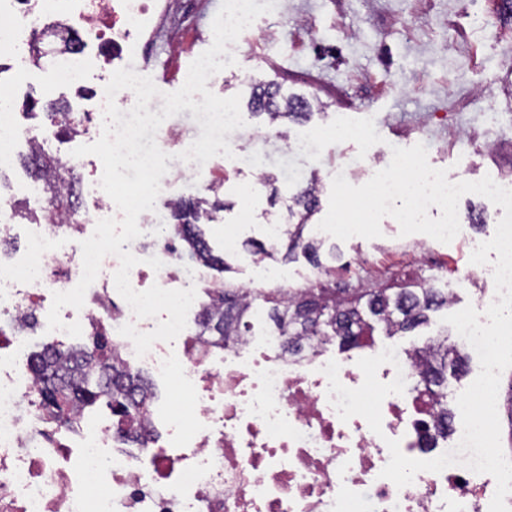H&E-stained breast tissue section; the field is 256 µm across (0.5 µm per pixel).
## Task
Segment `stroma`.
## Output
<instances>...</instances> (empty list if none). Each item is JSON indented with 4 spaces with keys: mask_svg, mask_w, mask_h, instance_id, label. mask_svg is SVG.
Returning a JSON list of instances; mask_svg holds the SVG:
<instances>
[{
    "mask_svg": "<svg viewBox=\"0 0 512 512\" xmlns=\"http://www.w3.org/2000/svg\"><path fill=\"white\" fill-rule=\"evenodd\" d=\"M486 0H286L285 12L260 16L251 26L234 66L221 72L212 85L221 97L250 93L246 76L257 81H277L284 91L319 99L323 114L302 124H285L288 138L316 137L321 146L318 163L304 164L270 138L267 163L277 174L275 188H261L254 199L245 192L252 181L248 171H227L221 197L225 208L204 227L216 253L230 264L229 279L250 282L255 271L246 261V245L264 240V227L285 223L281 200L296 193L310 177L320 180L318 217L329 207L332 178L343 157L359 151L353 129H371L381 143L409 147L408 122L433 112L457 120L454 128L434 130L428 162L443 167L449 176L477 181L487 175L512 172V19L500 21L496 40H487L471 27L469 19ZM308 22L314 38L297 33L295 22ZM211 19H204L195 47L168 62L165 49L153 57L156 72H168L163 87L172 93L183 85L190 64L213 42ZM276 32L275 44L263 40ZM234 228V245L224 242L225 228ZM381 237L359 236L337 241L343 259L351 266L336 270L338 286L357 285L364 269L394 262L391 250L400 227L383 218ZM436 260L450 266L442 272L426 267L397 266L396 281L424 279L434 287L454 290V310L473 303L469 284L460 282L456 270L468 259L466 244L432 241Z\"/></svg>",
    "mask_w": 512,
    "mask_h": 512,
    "instance_id": "obj_1",
    "label": "stroma"
}]
</instances>
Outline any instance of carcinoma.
<instances>
[{
  "label": "carcinoma",
  "mask_w": 512,
  "mask_h": 512,
  "mask_svg": "<svg viewBox=\"0 0 512 512\" xmlns=\"http://www.w3.org/2000/svg\"><path fill=\"white\" fill-rule=\"evenodd\" d=\"M248 107L252 114L265 116L267 123L278 126L285 121L298 122L311 115V105L281 92L280 85L270 81L251 91ZM59 166L56 158L42 156L39 169L54 191L61 212L75 208L74 195L65 191L54 175ZM220 191L198 198H181L171 209L174 223L164 228L167 236H176L186 244V255L220 273L230 269L220 255L213 252L202 225L213 220V214L224 209ZM294 207L288 208L293 223L274 246L260 244L253 254L264 260L276 254L290 262L302 253L308 262L327 276L317 278L302 288L284 294L279 289L269 292H243V288L220 278L208 291L209 300L199 320L201 332L210 336H241L254 333L263 321L283 336H318L344 349L359 343L366 331L382 326L388 336H401L429 322V313L448 307V293L426 283L392 288H336L330 280L333 269L320 258L323 242L304 236L305 228L319 206L317 179L292 196ZM95 337L89 347L71 348L67 355H57L45 347L31 355V370L38 392L37 404L55 420L75 425L73 413L103 405L116 417L117 426L136 419L152 401L151 384L140 370L121 369L114 362L112 348L103 340L100 323L92 324ZM437 345L434 361L426 368L416 385L423 386L437 398L442 415H448V373L459 372L465 364L458 348H448V338L433 340Z\"/></svg>",
  "instance_id": "carcinoma-1"
}]
</instances>
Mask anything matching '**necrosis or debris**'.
<instances>
[{"label":"necrosis or debris","instance_id":"necrosis-or-debris-1","mask_svg":"<svg viewBox=\"0 0 512 512\" xmlns=\"http://www.w3.org/2000/svg\"><path fill=\"white\" fill-rule=\"evenodd\" d=\"M207 8V0H0V129L8 133V154L21 146L54 148L66 168H87L101 178L100 160L72 150L100 137L112 72L126 68L161 84L149 52L160 44L184 51L183 30ZM39 27L55 34L48 66L37 62ZM20 53L28 63L5 69ZM27 87L39 90L46 105L65 96L69 112L82 120L68 141H60L59 120L49 114L22 121ZM17 200L0 194V239L20 230L27 240L25 255L0 267V315H31L44 328L54 293L71 290L82 276L81 241L98 220L120 212L96 187L68 219L20 228ZM181 253L177 239L157 241L153 255L161 268L151 273L135 265L132 287L197 286L202 264L186 266L175 279L168 273ZM119 266L117 256H105L83 307H64L60 316L84 328L103 322L120 362L168 384L172 401L161 425L131 424V432L147 437L143 447L123 441L108 421L57 431L40 412L33 374L20 357L24 337L0 336V512H489L496 490L491 475L453 465L419 472L402 488L380 475L390 457L387 439L399 440L408 457L430 460L452 450L463 434L459 409L440 418L430 396L414 390L424 364L412 347L397 346V364L377 372L385 383L403 374L406 385L403 394L384 399L378 435L362 417L340 420L323 369L337 360L340 382L359 387L364 376L356 362L378 355L379 346L364 343L340 358L311 336L268 331L259 338L228 336L218 347L186 329L178 351L158 341L140 357L119 329L131 323L145 333L157 321L136 318L118 293Z\"/></svg>","mask_w":512,"mask_h":512}]
</instances>
